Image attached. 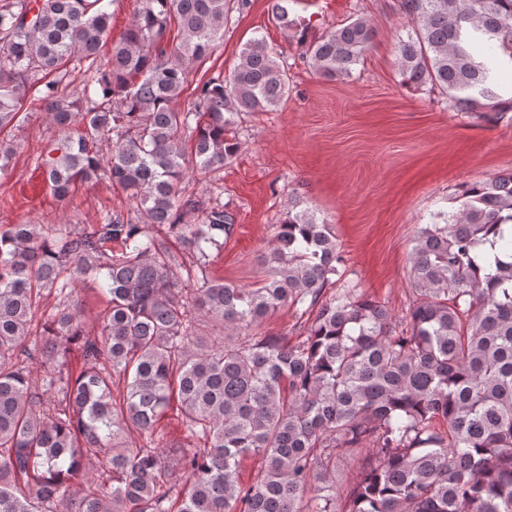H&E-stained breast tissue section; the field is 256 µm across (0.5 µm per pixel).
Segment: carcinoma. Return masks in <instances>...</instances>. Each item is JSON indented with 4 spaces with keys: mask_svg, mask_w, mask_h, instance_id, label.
I'll list each match as a JSON object with an SVG mask.
<instances>
[{
    "mask_svg": "<svg viewBox=\"0 0 512 512\" xmlns=\"http://www.w3.org/2000/svg\"><path fill=\"white\" fill-rule=\"evenodd\" d=\"M245 6L140 0L103 55L100 0H0V133L36 91L65 131L37 157L53 195L103 179L137 203L88 231L0 233V512H512V173L465 185L419 228L400 318L341 282L336 234L308 208L276 225L256 286L210 277L234 218L182 184L191 167L236 159L242 116L288 98V64L253 37L232 71L175 103ZM399 9L411 27L397 44L402 85H429L457 112H512L497 80L512 62V0ZM272 15L296 26L288 0ZM374 36L359 16L314 37L305 59L345 80ZM76 69L89 78L74 97ZM89 276L108 296L93 338L73 299ZM53 292L56 313L32 330ZM284 306L314 313L301 341L246 334ZM202 318L245 336L210 340ZM174 403L201 445L167 459L157 425ZM254 456L263 471L245 482ZM351 461L341 502L336 468Z\"/></svg>",
    "mask_w": 512,
    "mask_h": 512,
    "instance_id": "obj_1",
    "label": "carcinoma"
}]
</instances>
